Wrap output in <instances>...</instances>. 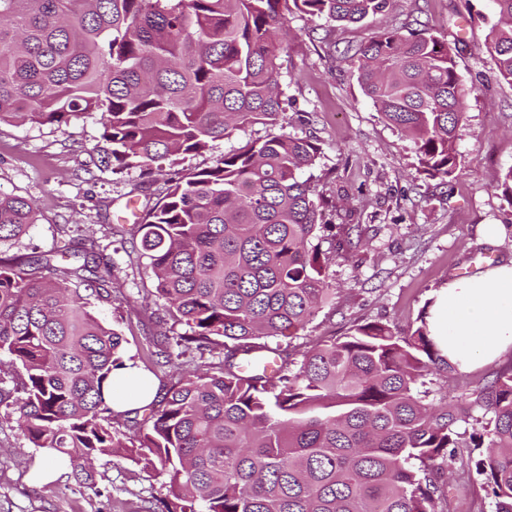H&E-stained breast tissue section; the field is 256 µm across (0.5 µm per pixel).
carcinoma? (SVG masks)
Instances as JSON below:
<instances>
[{
	"mask_svg": "<svg viewBox=\"0 0 512 512\" xmlns=\"http://www.w3.org/2000/svg\"><path fill=\"white\" fill-rule=\"evenodd\" d=\"M390 0H0V122L62 124L100 115L92 163L174 165L235 131L288 125L277 60L287 15L360 23ZM486 49L512 85V0H492ZM346 52L385 120L409 135L419 172L458 176L470 93L457 47L414 20ZM319 143L285 132L248 142L175 181L137 231L155 296L218 351L189 370L128 435L106 399L126 365L122 334L91 309L112 298L96 244L41 259L0 257V352L22 373L0 406L33 447L68 458L99 495L93 462L115 457L169 480L165 512H447L448 460L482 477L493 512H512V368L453 406L420 390L455 370L429 312L401 329L354 323L317 341L296 368L269 338L297 335L332 292L315 243L326 203L312 177ZM0 193V242L37 222ZM472 422V433L457 431Z\"/></svg>",
	"mask_w": 512,
	"mask_h": 512,
	"instance_id": "1",
	"label": "carcinoma"
}]
</instances>
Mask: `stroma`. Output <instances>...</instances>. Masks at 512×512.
<instances>
[{
	"mask_svg": "<svg viewBox=\"0 0 512 512\" xmlns=\"http://www.w3.org/2000/svg\"><path fill=\"white\" fill-rule=\"evenodd\" d=\"M429 23L448 43H459L458 72L471 93L457 142L459 175L448 184L417 171L413 141L388 124L357 81L346 46H357L380 27L412 18ZM494 21L491 0H392L386 15L341 26L300 13L288 16V43L280 63L288 133L318 140L321 155L313 170L326 210L320 247L330 258L326 274L336 293L288 348L299 362L309 343L339 336L355 321L415 324L439 288L460 274H475L512 259V204L502 193L512 168V86L498 81L484 43ZM257 124L214 143L179 166L153 162V177L140 170L121 174L90 162L101 124L92 114L63 125L0 123V192L34 201L39 217L20 240L0 243V254L37 257L65 244L91 239L112 266V299L96 303L104 321L118 326L127 355L151 375L158 389L176 382L180 358L154 363L165 303L150 296L144 259L130 230V197L156 203L167 178L212 166L247 141L271 134ZM335 224H355L350 251L337 252ZM512 367V354L433 379L429 390L449 399L491 381ZM14 417L0 407V512H143L147 500L167 495L165 475L128 460L95 461L96 489L73 471L34 485L26 476L36 459ZM448 476L453 512H492L479 476L464 478L457 463Z\"/></svg>",
	"mask_w": 512,
	"mask_h": 512,
	"instance_id": "35a3bbf8",
	"label": "stroma"
}]
</instances>
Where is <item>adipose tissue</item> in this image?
Instances as JSON below:
<instances>
[{
	"instance_id": "ef3b65f1",
	"label": "adipose tissue",
	"mask_w": 512,
	"mask_h": 512,
	"mask_svg": "<svg viewBox=\"0 0 512 512\" xmlns=\"http://www.w3.org/2000/svg\"><path fill=\"white\" fill-rule=\"evenodd\" d=\"M431 334L440 354L453 365L488 364L512 352V260L466 279L450 280L433 296ZM155 398L152 381L137 369L112 373V407L139 409Z\"/></svg>"
}]
</instances>
